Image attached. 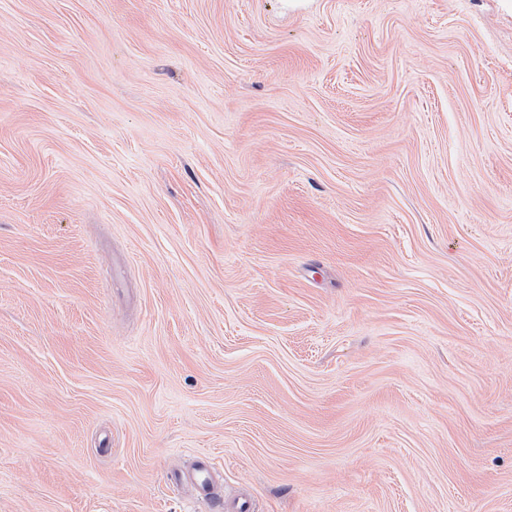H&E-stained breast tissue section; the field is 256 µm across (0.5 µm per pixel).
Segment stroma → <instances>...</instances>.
Here are the masks:
<instances>
[{
  "instance_id": "stroma-1",
  "label": "stroma",
  "mask_w": 512,
  "mask_h": 512,
  "mask_svg": "<svg viewBox=\"0 0 512 512\" xmlns=\"http://www.w3.org/2000/svg\"><path fill=\"white\" fill-rule=\"evenodd\" d=\"M512 512V0H0V512Z\"/></svg>"
}]
</instances>
